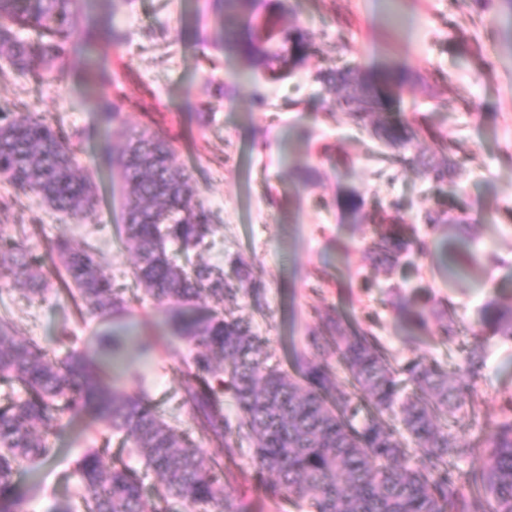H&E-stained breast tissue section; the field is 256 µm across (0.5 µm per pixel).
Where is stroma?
<instances>
[{
	"mask_svg": "<svg viewBox=\"0 0 512 512\" xmlns=\"http://www.w3.org/2000/svg\"><path fill=\"white\" fill-rule=\"evenodd\" d=\"M284 3L280 27L306 28L312 52L277 82L219 49L214 0H94L88 22L113 14L130 39L120 47L80 48L73 63L108 69L111 87L69 79L41 88L23 76L0 75L1 103L35 106L82 132L78 160L99 195L96 214L77 223L2 180L0 198L13 204L10 224L27 229L39 255L62 235L94 240L96 263L128 300L122 314L101 317L80 313L56 290L31 304L3 290L0 307H9L21 337L48 348L63 326L77 348L94 355L98 336L111 333L119 341L114 375L128 391H147L168 423L191 433L196 424L182 403L187 379L179 363L190 349L126 277L133 258L114 231L120 185L93 164L102 139H122L119 128L105 137L96 126L101 95L122 99L131 123L170 141L198 199L218 214L211 245L196 257L227 270L240 267L246 286L258 289L261 307L242 294L224 309L251 322L270 363L291 368L295 354L308 351L310 334L322 328V315L344 313L373 327L394 367L424 360L452 371L474 336L483 334L482 307L492 300L512 305V0H492L476 11L461 0ZM348 66L371 86L383 71L404 74L403 86L381 94L358 126L347 115V90L329 89L316 78L320 70ZM259 95L265 107L256 106ZM379 124L405 128V149L382 146L373 135ZM452 151L462 167L451 185L436 180L433 170ZM350 191L363 201L356 216L342 204ZM394 200L408 224L421 223L428 211L468 214L470 228L433 237L434 247L455 246L444 266L427 259L389 271L373 265L367 252L373 226ZM391 282L422 284L433 300L448 301L459 325L456 340H443L436 320L418 326L397 319ZM483 336L480 396L452 425L476 446L455 465L463 482L483 465L487 450L480 440L512 410V340ZM148 338L156 345L145 352L141 342ZM104 428L95 419L51 436L62 450L58 460L14 478L22 512H51L57 502L78 501L75 462ZM250 456L245 443L221 451L240 512H297L266 493Z\"/></svg>",
	"mask_w": 512,
	"mask_h": 512,
	"instance_id": "stroma-1",
	"label": "stroma"
}]
</instances>
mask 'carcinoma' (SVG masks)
Wrapping results in <instances>:
<instances>
[{"label":"carcinoma","mask_w":512,"mask_h":512,"mask_svg":"<svg viewBox=\"0 0 512 512\" xmlns=\"http://www.w3.org/2000/svg\"><path fill=\"white\" fill-rule=\"evenodd\" d=\"M218 4L222 46L245 61L261 55L277 76L308 56L311 41L297 25L288 28L273 53L242 35L257 0ZM83 10L84 0H0V59L41 84L71 77L111 84L107 70L76 72L71 58L79 44L118 46L128 33L109 17L84 22ZM318 78L333 88L352 81L351 73L334 70L321 71ZM351 101L349 117L359 123L373 108L374 96L358 82ZM97 114L105 130L123 129L121 144L103 147L97 165L122 185L117 232L134 254L129 274L170 311L174 333L190 348L183 405L214 447L230 448L234 438L248 442L254 471L275 475L267 493L306 512H472L454 467L474 445L460 443L441 419L457 418L479 397L477 382L485 367L481 337H475L456 374L433 363H408L406 395L377 337L349 317L336 316L327 332L311 337L312 352L298 358L294 373L267 364L251 322L222 310L224 301L247 291L240 270L230 274L190 258L209 242L217 216L195 200L192 177L176 166L171 144L131 124L117 98H98ZM376 135L394 148L405 144L392 127L379 126ZM78 152L79 133L44 114L18 115L0 104V178L81 221L94 214L97 197ZM397 221L379 225L367 247L390 269L430 252L426 236ZM1 230L0 225V287L11 286L28 301L42 300L51 288V268L58 265L67 293L87 311L114 313L127 306L122 289L100 272L89 244L60 237L49 254L39 256L26 231L5 236ZM392 294L397 318L422 324L431 316L442 335L454 337L449 304L432 305L427 296L428 307L417 309L400 286H392ZM205 300L215 304L213 313L184 315L183 308ZM482 323L492 335L511 340L512 306L487 303ZM0 379L20 387L19 395L0 399V512H20L14 476L27 462H53L48 436L81 421L88 409L109 432L102 447L87 449L76 461L84 512H167L171 499L183 501L186 512H239L224 470L193 438L173 429L146 394L115 385L106 363L75 347L56 357L17 338L9 319L0 317ZM226 392L237 408L233 418L224 414ZM112 437L136 449L144 469L106 463ZM150 474L157 482L153 496L144 492ZM469 486L485 496L486 512H512V415L495 425L487 463Z\"/></svg>","instance_id":"obj_1"}]
</instances>
